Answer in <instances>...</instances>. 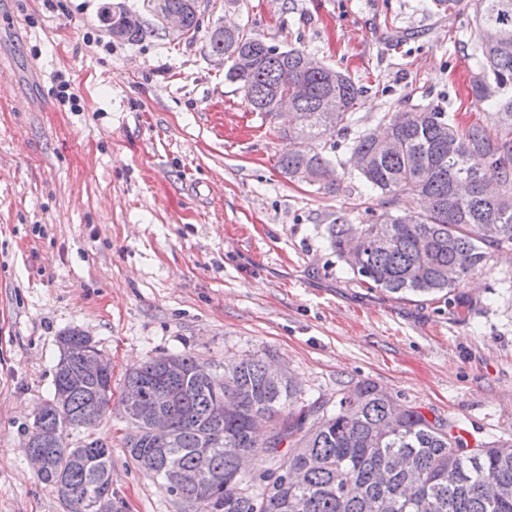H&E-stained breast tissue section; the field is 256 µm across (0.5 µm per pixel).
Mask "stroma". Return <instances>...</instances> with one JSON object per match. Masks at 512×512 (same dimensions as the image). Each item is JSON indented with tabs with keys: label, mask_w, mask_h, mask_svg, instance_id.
<instances>
[{
	"label": "stroma",
	"mask_w": 512,
	"mask_h": 512,
	"mask_svg": "<svg viewBox=\"0 0 512 512\" xmlns=\"http://www.w3.org/2000/svg\"><path fill=\"white\" fill-rule=\"evenodd\" d=\"M104 0H0V512H68L24 443L50 398L59 338L75 330L112 366V413L72 442L112 449V512H187L128 456L129 369L187 352L273 362L307 400L370 380L474 443L512 437V253L463 289L466 320L435 301L369 291L327 227L366 222L377 198L349 164L355 133L388 111L440 105L489 122L469 95L466 0H198L179 36L153 0H121L149 34L115 41ZM314 54L365 92L349 131L330 135L338 192L288 180L287 115L252 112L211 53L215 28ZM68 84L79 111L60 102Z\"/></svg>",
	"instance_id": "35a3bbf8"
}]
</instances>
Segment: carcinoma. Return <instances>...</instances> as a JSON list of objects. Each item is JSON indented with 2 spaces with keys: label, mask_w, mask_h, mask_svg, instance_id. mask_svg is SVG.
Masks as SVG:
<instances>
[{
  "label": "carcinoma",
  "mask_w": 512,
  "mask_h": 512,
  "mask_svg": "<svg viewBox=\"0 0 512 512\" xmlns=\"http://www.w3.org/2000/svg\"><path fill=\"white\" fill-rule=\"evenodd\" d=\"M183 13L187 34L201 28L198 12L185 0H164ZM475 67L469 95L496 110L492 123L461 124L435 104L417 112L384 113L382 135L358 133L350 146V165L380 197L382 211L366 208L365 224H330L336 255L346 259L353 237L376 236L362 264L352 269L370 290L399 300L426 298L471 312L474 299L462 282L491 253L512 250V0H471ZM99 21L118 30L130 44L148 34L141 17L123 10L111 14L104 3ZM211 53L228 63L225 78L239 84L253 112L272 116L277 99L296 87L305 94L290 112L298 141H321L338 128L349 130L361 89L343 71L297 48H282L242 31L213 30ZM334 94L341 112L320 111ZM336 144L297 150L278 165L290 179L307 173L311 184L333 188L324 177L333 167ZM401 196L419 203L415 212H396ZM53 393L33 421L31 438L46 451L39 474L69 506L112 503V452L87 439L70 445V433L97 427L112 402V375L85 378L89 337L71 331L59 338ZM180 371L168 379L172 400L161 405L172 416L174 445L168 449L141 428L126 441L132 461L161 480L165 491L182 500L202 497L208 512H512V439L470 445L454 422L430 421L419 408L405 405L393 418L396 400L371 382L336 397V408L320 397L302 401L292 379L273 382L266 362H226L224 373L189 353L173 355ZM165 375L162 358L131 369L125 387L146 402L157 397ZM66 393L63 407L57 395ZM239 398L221 421L213 409L224 395ZM175 452L196 484H175L166 456ZM263 456L267 467L245 479L239 457Z\"/></svg>",
  "instance_id": "1"
}]
</instances>
